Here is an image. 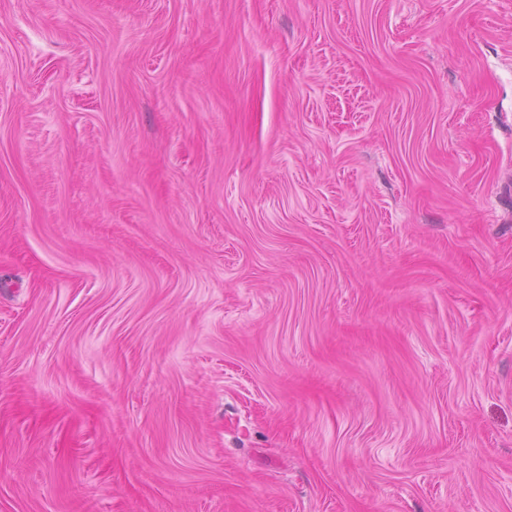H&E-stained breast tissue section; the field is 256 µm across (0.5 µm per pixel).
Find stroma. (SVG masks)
I'll use <instances>...</instances> for the list:
<instances>
[{"mask_svg": "<svg viewBox=\"0 0 512 512\" xmlns=\"http://www.w3.org/2000/svg\"><path fill=\"white\" fill-rule=\"evenodd\" d=\"M0 512H512V0H0Z\"/></svg>", "mask_w": 512, "mask_h": 512, "instance_id": "obj_1", "label": "stroma"}]
</instances>
